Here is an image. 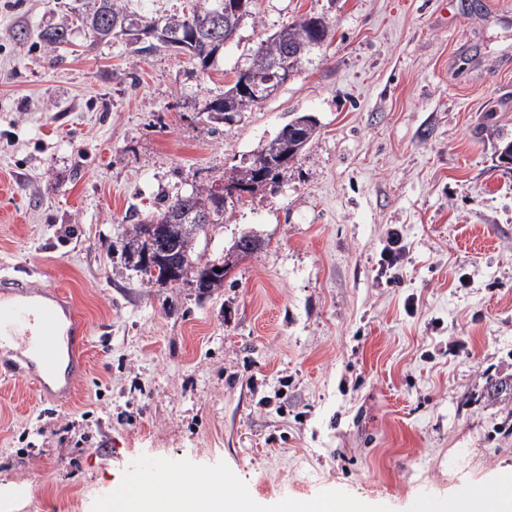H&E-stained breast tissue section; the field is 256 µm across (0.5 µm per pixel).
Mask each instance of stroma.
<instances>
[{"mask_svg": "<svg viewBox=\"0 0 512 512\" xmlns=\"http://www.w3.org/2000/svg\"><path fill=\"white\" fill-rule=\"evenodd\" d=\"M82 2L0 0V266L64 293L89 340L66 401L0 380V512H102L148 461L257 512H414L512 474V0H254L205 70L82 29L53 62L37 33ZM309 13L329 36L279 94L210 120ZM302 115L279 186L225 196L199 244L263 249L205 296L141 284L131 224Z\"/></svg>", "mask_w": 512, "mask_h": 512, "instance_id": "obj_1", "label": "stroma"}]
</instances>
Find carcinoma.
<instances>
[{
    "label": "carcinoma",
    "instance_id": "1",
    "mask_svg": "<svg viewBox=\"0 0 512 512\" xmlns=\"http://www.w3.org/2000/svg\"><path fill=\"white\" fill-rule=\"evenodd\" d=\"M74 18L77 24L99 40L109 38L117 30L146 37L163 31L165 39L160 41L162 46L177 52L191 53L203 68L207 67L213 56L220 50V46L215 44L214 34L211 33V25L196 22L191 12L180 16L173 15L162 23H156L123 8L118 4V0H89V8L75 14ZM285 32L296 46L309 52L319 47V42H315V38H320V42L325 41L328 27L323 18L310 15L272 34L248 63V67L258 75L250 96L247 98L239 96L238 82L235 81L224 90V94L206 102L204 111L222 113L224 102L235 99L238 102V111L246 112L265 99L264 81L276 75L275 61L280 49L281 36ZM70 35L69 25H54L42 28L38 38L53 52L68 43ZM271 148L272 143L268 142L253 153L250 162L235 170V177L247 183L253 181L255 170L265 163ZM223 211L224 195L219 193L213 185L180 194L163 204V208L159 209L157 214L131 225L126 232L127 245L137 247L141 244V240L148 236L158 237L159 231L153 228V225L168 224L173 221L180 225V231L176 235L177 255L183 259L185 273H192L195 281L203 282L210 277V273L208 265L200 263L197 247L206 230L197 226L196 217L201 213L214 217Z\"/></svg>",
    "mask_w": 512,
    "mask_h": 512
}]
</instances>
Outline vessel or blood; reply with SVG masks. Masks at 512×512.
<instances>
[{
  "label": "vessel or blood",
  "instance_id": "b4317fda",
  "mask_svg": "<svg viewBox=\"0 0 512 512\" xmlns=\"http://www.w3.org/2000/svg\"><path fill=\"white\" fill-rule=\"evenodd\" d=\"M75 318L59 291H38L27 277L0 272V341L14 344L0 359V377L25 380L42 396L70 398L84 371L78 344L62 340L65 321Z\"/></svg>",
  "mask_w": 512,
  "mask_h": 512
}]
</instances>
